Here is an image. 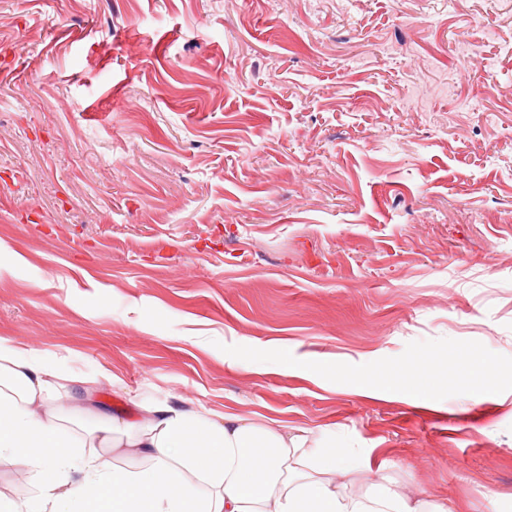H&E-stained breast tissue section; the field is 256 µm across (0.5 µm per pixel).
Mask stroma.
Masks as SVG:
<instances>
[{
  "mask_svg": "<svg viewBox=\"0 0 512 512\" xmlns=\"http://www.w3.org/2000/svg\"><path fill=\"white\" fill-rule=\"evenodd\" d=\"M0 245V339L100 410L512 512V0H0Z\"/></svg>",
  "mask_w": 512,
  "mask_h": 512,
  "instance_id": "35a3bbf8",
  "label": "stroma"
}]
</instances>
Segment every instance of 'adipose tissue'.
Instances as JSON below:
<instances>
[{
  "instance_id": "ef3b65f1",
  "label": "adipose tissue",
  "mask_w": 512,
  "mask_h": 512,
  "mask_svg": "<svg viewBox=\"0 0 512 512\" xmlns=\"http://www.w3.org/2000/svg\"><path fill=\"white\" fill-rule=\"evenodd\" d=\"M67 382L90 398L102 380L65 376L0 339V457L27 472L0 512H446L381 480L346 492L336 476L349 453L305 433L166 401L100 416L72 438L60 429Z\"/></svg>"
}]
</instances>
